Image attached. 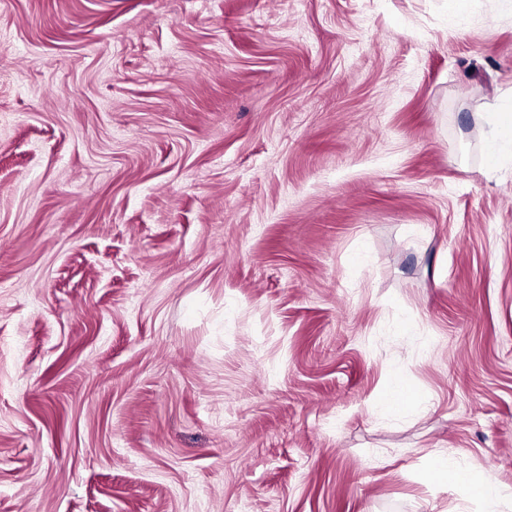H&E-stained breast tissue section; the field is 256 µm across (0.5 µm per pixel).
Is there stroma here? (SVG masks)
Instances as JSON below:
<instances>
[{
    "label": "stroma",
    "mask_w": 512,
    "mask_h": 512,
    "mask_svg": "<svg viewBox=\"0 0 512 512\" xmlns=\"http://www.w3.org/2000/svg\"><path fill=\"white\" fill-rule=\"evenodd\" d=\"M510 104L512 0H0V512L512 490ZM512 107L502 112H484L485 115L480 116L488 127L490 152L494 155H501L508 161L512 159ZM507 134L500 136L502 131ZM507 140V141H505ZM381 396L384 409L391 413L406 412L417 405V394L396 378L388 382ZM460 473L463 477H458ZM432 476L443 485L465 486L479 503L481 512H502L504 499L508 497L502 489L488 481L476 466L460 465L456 458L449 455L435 457Z\"/></svg>",
    "instance_id": "obj_1"
}]
</instances>
